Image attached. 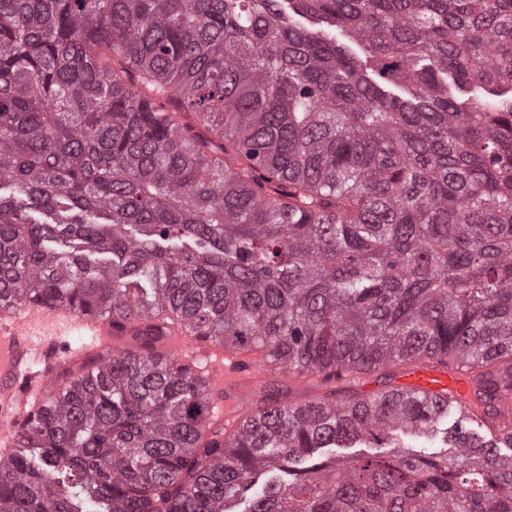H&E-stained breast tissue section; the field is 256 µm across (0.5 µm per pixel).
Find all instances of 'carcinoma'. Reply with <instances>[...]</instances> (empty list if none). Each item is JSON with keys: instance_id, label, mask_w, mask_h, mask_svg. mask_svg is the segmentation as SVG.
<instances>
[{"instance_id": "cac0c4a2", "label": "carcinoma", "mask_w": 512, "mask_h": 512, "mask_svg": "<svg viewBox=\"0 0 512 512\" xmlns=\"http://www.w3.org/2000/svg\"><path fill=\"white\" fill-rule=\"evenodd\" d=\"M347 42L338 43L332 30ZM512 0H0V298L134 326L0 464V512H512ZM185 328L323 382L211 427ZM453 451L314 459L432 434ZM470 385V378L463 372L433 362H417L402 373L390 393H421L429 400L443 405L450 397L465 396ZM404 368L405 367L401 365H391L369 375L370 379L367 385L370 389V394L385 391L387 387L396 380L398 374L404 370ZM265 387L281 393V401L288 403L298 397L315 400L323 398L330 391L336 390V399L345 398L351 394H361L359 384L334 382L312 385H297L291 381L288 371H272L268 376Z\"/></svg>"}]
</instances>
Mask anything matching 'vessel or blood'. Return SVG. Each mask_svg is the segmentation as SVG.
Masks as SVG:
<instances>
[{
	"label": "vessel or blood",
	"instance_id": "b4317fda",
	"mask_svg": "<svg viewBox=\"0 0 512 512\" xmlns=\"http://www.w3.org/2000/svg\"><path fill=\"white\" fill-rule=\"evenodd\" d=\"M75 326L93 337L94 348L111 346L114 331L109 319L78 315L65 306L21 310L10 300H0L1 422L10 428H19L55 395L53 353L58 346L57 338ZM162 353L164 358H176L206 372L207 385L214 398V424L229 432L241 427L251 398L266 379L268 365L260 353L218 351L180 330L173 331L164 340ZM29 355L45 365L38 377H30L23 368ZM469 388L470 379L465 373L433 362H417L402 373L392 391L421 393L442 405L448 398L465 396Z\"/></svg>",
	"mask_w": 512,
	"mask_h": 512
}]
</instances>
